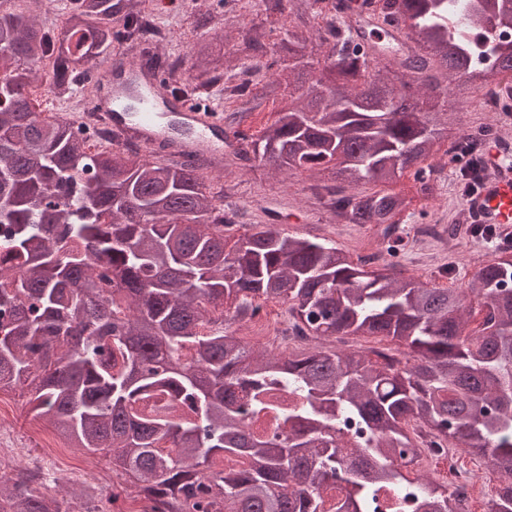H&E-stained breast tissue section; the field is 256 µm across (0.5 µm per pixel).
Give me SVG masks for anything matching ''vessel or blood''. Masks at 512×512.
<instances>
[{
  "label": "vessel or blood",
  "mask_w": 512,
  "mask_h": 512,
  "mask_svg": "<svg viewBox=\"0 0 512 512\" xmlns=\"http://www.w3.org/2000/svg\"><path fill=\"white\" fill-rule=\"evenodd\" d=\"M96 106L112 128L147 152L165 147L178 159L192 156L223 160L241 146L224 127V115L181 95L162 83L161 67L151 57L116 60L101 78ZM485 172L476 191L466 195L461 212L467 223L488 224L512 234V139L488 144Z\"/></svg>",
  "instance_id": "b4317fda"
}]
</instances>
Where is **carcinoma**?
Masks as SVG:
<instances>
[{
    "mask_svg": "<svg viewBox=\"0 0 512 512\" xmlns=\"http://www.w3.org/2000/svg\"><path fill=\"white\" fill-rule=\"evenodd\" d=\"M471 3L463 23L450 0H336L317 75L298 31L281 42L268 87L299 102L254 152L286 174L328 173L321 199L387 241L382 268L270 224L230 246L206 159L91 155L74 121L35 112L32 83L71 95L146 0H66L51 55L36 19L0 13V392L31 387L36 417L70 448L112 454L151 512H378L380 494L406 492L413 512H461L449 486L411 475L418 421L498 472L487 512H512V244L468 229L502 254L471 281L485 299L475 330L463 289L395 273L413 198L389 187L412 169L421 198L433 190L419 163L445 141L437 72L463 95L493 94L512 71V41L497 34L512 25V0ZM373 4L414 44L385 72L354 35ZM194 47V67L218 72L212 48ZM483 52L492 66L476 60ZM360 184L378 190L351 191ZM262 299L288 305L303 335L380 336L410 359L248 347L231 325ZM160 394L171 396L164 408H140ZM226 456L242 467L209 465ZM0 512L70 510L17 477L0 480Z\"/></svg>",
    "mask_w": 512,
    "mask_h": 512,
    "instance_id": "carcinoma-1",
    "label": "carcinoma"
}]
</instances>
